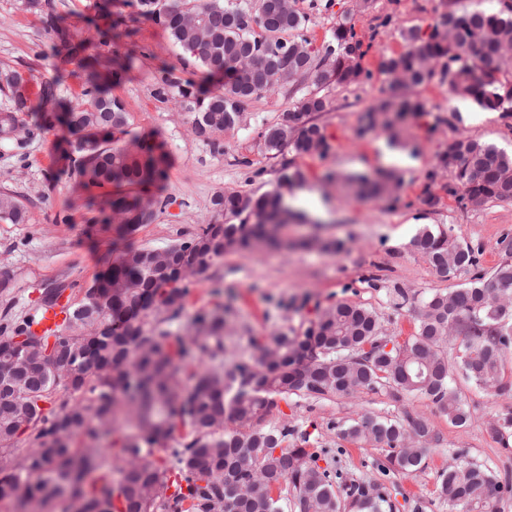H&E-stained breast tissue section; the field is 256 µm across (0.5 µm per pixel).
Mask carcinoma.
<instances>
[{
	"mask_svg": "<svg viewBox=\"0 0 512 512\" xmlns=\"http://www.w3.org/2000/svg\"><path fill=\"white\" fill-rule=\"evenodd\" d=\"M263 15L252 0H136L138 14L164 28L202 69L204 78H224L209 90L164 69L155 95L189 115L192 133L215 154H224V135L250 121L245 105L265 94L289 88L297 95L281 117L261 124L262 150L276 159L324 156L331 144L315 115L327 109L323 91L358 84L372 73L363 68L351 19L336 23L332 41L311 47L306 12L288 11L269 0ZM496 11H445L428 37L402 29L407 49L383 58L379 71L401 96L379 100L361 118L357 135L380 128L398 140L408 112H423L409 93L427 83L442 66L441 79L453 94L470 98L486 111L512 112V0ZM91 101L58 97V80L45 82L32 106L28 79L5 77L12 110L0 114V139L26 148L34 130L63 123L78 134L74 169L86 183L126 186L130 192L112 202L114 219L127 233L150 224L157 210L132 192L153 181L159 170L149 147L133 154L123 145L130 117L122 99L88 73ZM38 113L36 129L16 133L15 113ZM437 168L450 173L443 186L474 209L489 202L512 203V153L471 137L448 141ZM305 181L304 172L284 160L272 188L256 196L237 190L212 199L214 216L177 246L190 251L206 272L229 252L277 249L282 229L293 214L288 193ZM358 197L393 193L400 182L392 174L371 180L340 179ZM0 220L21 224L25 211L16 199L0 194ZM444 280L478 266L473 248L443 226L422 227L410 241ZM128 249L106 275L72 303L54 331L33 329L24 317L0 324V340H27L23 355L0 357V382L12 381L16 393L0 395V500L14 498L20 512L60 507L61 512H285L283 486L292 492L291 512H393L380 484L338 482L339 474L319 465L321 452L306 448L310 434L288 422L271 423L276 400L292 397H356L380 387L393 395L418 396L462 426L468 412L452 385L454 371L499 395L512 392L503 359L512 348V255L478 275L467 286L412 296L395 289L401 305L415 314L416 330L398 342L377 313L363 305L337 302L321 309L302 334L280 330L253 341L248 362L224 371L195 369L198 360L224 356V316L196 315L194 336H174L168 325L184 310L194 281H162L148 259L126 261ZM458 345L457 365L448 363V345ZM96 359L83 362L86 355ZM72 401L58 399V388ZM127 429L119 449L118 477L100 472L102 441ZM175 448L165 442L175 435ZM338 435L355 444L390 448L387 469L411 474L422 469L435 440L430 419L406 414L390 419L365 414L340 426ZM29 445L18 459V442ZM174 460L169 467L158 453ZM441 492L468 512H495V501L512 496V478L500 476L463 448L438 474Z\"/></svg>",
	"mask_w": 512,
	"mask_h": 512,
	"instance_id": "cac0c4a2",
	"label": "carcinoma"
}]
</instances>
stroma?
Listing matches in <instances>:
<instances>
[{
    "mask_svg": "<svg viewBox=\"0 0 512 512\" xmlns=\"http://www.w3.org/2000/svg\"><path fill=\"white\" fill-rule=\"evenodd\" d=\"M441 1L373 0L369 10L357 13L354 0H301L314 48L326 45L337 21L350 17L362 43V65L372 77L327 91L328 106L317 121L332 149L323 157L293 160L306 175L304 186L288 202L303 217L286 231L296 247L218 259L197 278L184 312L170 325L173 334L189 335L191 318L223 306L221 364L228 369L250 355L252 338L286 327L302 333L317 309L351 302L372 308L384 328L403 341L414 334L415 325L407 309L396 308V289L427 294L472 279L468 272L450 281L442 279L411 251L409 242L423 225L454 228L479 249L483 274H490L504 257L506 246L512 245V203L491 202L475 210L446 194L430 210L421 198L428 181L442 186L450 180L449 174L436 170L437 155L450 139L472 136L511 151L512 113L483 110L451 95L447 84L435 78L414 92L425 110L407 117V143L396 147L394 161L384 156L383 147L390 142L386 132L354 136L365 110L388 91L378 66L382 58L404 50L400 28L415 27L429 35L442 12ZM388 15L394 25L382 26ZM65 33L79 36L84 48L62 65L54 47ZM125 58L131 59L132 68L112 93L125 102L133 135L151 145L161 170L141 196L147 202L163 201L165 207L152 223L130 234L121 232L108 221L121 189L81 182L74 171L72 135L65 126L37 132L22 150L0 140V193L13 195L27 211L26 223L0 221V278L8 282L0 288V322L23 317L52 284L68 285L73 301H80L85 288L125 248L163 249L186 239L212 216L214 194L227 188L260 193L277 176L280 162L264 154L256 125L291 108L294 97L288 90L248 102L251 125L225 136L224 152L216 155L190 134L186 114L155 97L161 68L173 69L184 80L198 82L202 75L162 27L138 15L133 0H39L31 9L24 0H0V72L15 70L29 77L31 93L56 78L59 95L82 99L91 62H98L104 74L112 60ZM244 156L250 166L240 165ZM330 170L370 175L393 171L401 176L402 187L394 201L344 197L324 181ZM328 240L343 241L344 250H322L321 242ZM455 387L469 415L462 426L449 422L426 399L398 398L386 388L357 399L296 398L272 408L269 419L310 431L316 447L336 449V467L343 479L384 484L394 512H414L418 500L425 504V512H463L442 495L437 474L457 448L468 449L496 472L512 474V428L500 439L491 430L512 413V395L494 394L461 376ZM365 412L388 418L408 412L429 416L437 439L427 467L409 475L388 474L380 468L384 449L341 440L337 424Z\"/></svg>",
    "mask_w": 512,
    "mask_h": 512,
    "instance_id": "obj_1",
    "label": "stroma"
}]
</instances>
